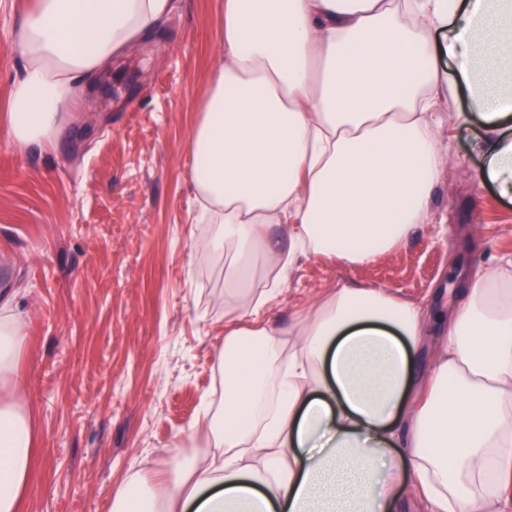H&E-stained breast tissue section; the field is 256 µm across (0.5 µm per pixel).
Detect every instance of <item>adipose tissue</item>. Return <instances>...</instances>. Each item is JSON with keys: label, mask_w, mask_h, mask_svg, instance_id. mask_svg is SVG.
Segmentation results:
<instances>
[{"label": "adipose tissue", "mask_w": 512, "mask_h": 512, "mask_svg": "<svg viewBox=\"0 0 512 512\" xmlns=\"http://www.w3.org/2000/svg\"><path fill=\"white\" fill-rule=\"evenodd\" d=\"M173 0H32L0 137H55L86 85ZM443 40H436V33ZM214 82L191 133L192 179L216 223L226 283L274 272L220 354L224 412L203 406L200 457L134 472L114 512H512V276L472 277L440 336L430 312L342 287L288 333L259 312L300 255L364 265L428 216L446 165L434 133L459 65L485 177L512 195V0H224ZM26 320L0 301V512H21L37 444L17 365ZM404 456H397V447Z\"/></svg>", "instance_id": "adipose-tissue-1"}]
</instances>
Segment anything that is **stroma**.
<instances>
[{
    "instance_id": "stroma-1",
    "label": "stroma",
    "mask_w": 512,
    "mask_h": 512,
    "mask_svg": "<svg viewBox=\"0 0 512 512\" xmlns=\"http://www.w3.org/2000/svg\"><path fill=\"white\" fill-rule=\"evenodd\" d=\"M31 0H0V114L23 61L12 32ZM224 0L174 8L83 98L52 146L0 140V291L17 289L28 348L18 369L38 432L24 512H112L137 470L164 469L174 440L206 452L193 428L217 383L224 332V257L204 262L188 140L215 74ZM459 90L439 106L448 158L430 216L397 250L366 265L299 257L261 317L280 331L332 289L358 284L447 307L464 281L512 260V199L484 179L479 122Z\"/></svg>"
}]
</instances>
